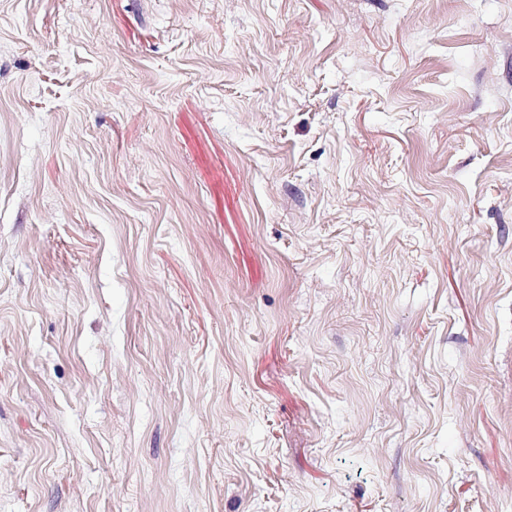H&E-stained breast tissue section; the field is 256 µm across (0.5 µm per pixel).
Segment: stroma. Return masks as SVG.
Masks as SVG:
<instances>
[{"label":"stroma","mask_w":512,"mask_h":512,"mask_svg":"<svg viewBox=\"0 0 512 512\" xmlns=\"http://www.w3.org/2000/svg\"><path fill=\"white\" fill-rule=\"evenodd\" d=\"M0 512H512V0H0Z\"/></svg>","instance_id":"35a3bbf8"}]
</instances>
